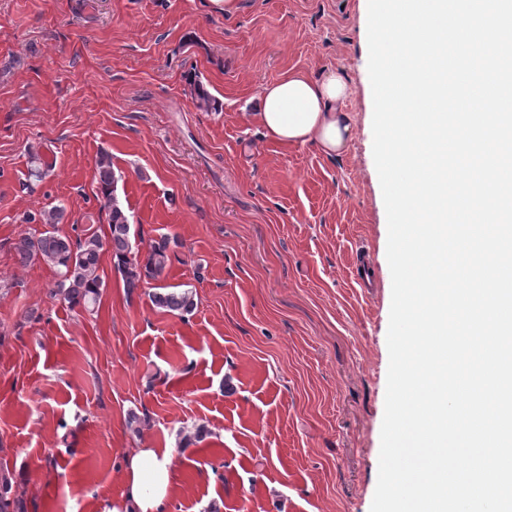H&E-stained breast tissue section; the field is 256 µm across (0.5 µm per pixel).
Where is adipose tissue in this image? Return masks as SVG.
<instances>
[{"mask_svg":"<svg viewBox=\"0 0 512 512\" xmlns=\"http://www.w3.org/2000/svg\"><path fill=\"white\" fill-rule=\"evenodd\" d=\"M347 85L333 74L313 79L288 73L263 85L254 118L265 136L283 145L314 144L328 156L342 152L350 126L342 106ZM174 457L155 448L128 454L121 500L102 501L99 512H169Z\"/></svg>","mask_w":512,"mask_h":512,"instance_id":"adipose-tissue-1","label":"adipose tissue"}]
</instances>
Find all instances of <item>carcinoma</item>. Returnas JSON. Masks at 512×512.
Instances as JSON below:
<instances>
[{
    "label": "carcinoma",
    "instance_id": "obj_1",
    "mask_svg": "<svg viewBox=\"0 0 512 512\" xmlns=\"http://www.w3.org/2000/svg\"><path fill=\"white\" fill-rule=\"evenodd\" d=\"M193 95L197 107L208 112L217 109L216 100L203 84L194 79ZM99 184L102 195L110 208V238L103 242L98 236L71 240L66 236L45 233L40 237L22 234L14 248L20 262L27 263L34 258L44 261L57 271V279L50 288L51 296L58 298L69 307L94 310L101 295L103 281L98 274L100 255L104 245L112 249L114 266L122 274L128 293H133L144 278L158 279L171 262L170 239L160 237L150 244L145 261H140L133 251L135 232L125 208L114 195L119 176L112 168L111 156L100 153L97 160ZM153 305L166 311L190 313L196 306L195 292L190 288L176 289L160 287L152 293ZM10 481L7 475L0 476V512H23V506L9 497Z\"/></svg>",
    "mask_w": 512,
    "mask_h": 512
}]
</instances>
